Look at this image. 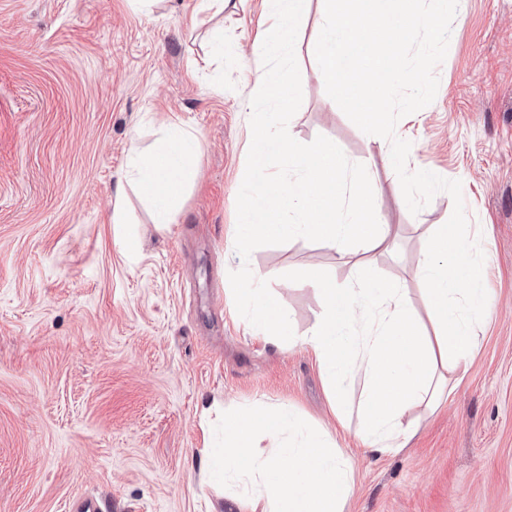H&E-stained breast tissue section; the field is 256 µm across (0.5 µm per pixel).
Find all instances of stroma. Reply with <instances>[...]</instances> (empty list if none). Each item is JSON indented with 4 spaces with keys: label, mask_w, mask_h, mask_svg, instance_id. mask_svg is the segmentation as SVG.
Here are the masks:
<instances>
[{
    "label": "stroma",
    "mask_w": 512,
    "mask_h": 512,
    "mask_svg": "<svg viewBox=\"0 0 512 512\" xmlns=\"http://www.w3.org/2000/svg\"><path fill=\"white\" fill-rule=\"evenodd\" d=\"M197 5L0 0V512H72L85 494L107 512H228L240 488L208 480L204 443L225 410L254 405L335 437L356 484L345 512H512V0H459L434 101L396 125L408 168L461 181L494 305L461 382L413 412L397 455L361 445L360 382L338 424L310 350L255 334L231 294L259 272L301 336L322 306L312 275L358 278L318 239L240 251L255 115L291 126L297 148L334 146L349 179L371 178L368 203L401 227L367 270L384 283L414 277L423 229L446 223L453 200L441 192L411 214L389 142L332 104L317 8L298 22L281 114L247 102L254 70L281 66L256 42L272 0L201 23ZM173 123L198 137L199 174L161 230L127 165ZM120 191L133 260L114 244Z\"/></svg>",
    "instance_id": "1"
}]
</instances>
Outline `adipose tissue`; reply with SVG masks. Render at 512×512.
<instances>
[{"instance_id":"obj_1","label":"adipose tissue","mask_w":512,"mask_h":512,"mask_svg":"<svg viewBox=\"0 0 512 512\" xmlns=\"http://www.w3.org/2000/svg\"><path fill=\"white\" fill-rule=\"evenodd\" d=\"M309 0H275L274 21L258 46L262 56L292 59L294 32ZM256 101L287 109L293 99L290 70L256 69L251 90ZM256 186L237 226L240 247L258 237L286 241L319 238L352 269L362 273L358 287L346 288L318 277L323 297L314 325L290 335V319L273 296L245 289L253 323L265 336L287 337L307 347L328 382L331 412L343 418L344 391L360 380L361 436L373 452H402L415 431L405 418L415 409L436 406L451 375L465 371L477 346V319L490 313L486 288L473 274L472 244L453 224L428 229L432 249L422 253L416 281L435 325L421 332L412 310L408 283L381 285L365 278L367 254L389 252L398 227L378 223L367 204L363 183L348 180L334 147L318 143L297 155L286 132H270L259 121L253 134ZM200 151L184 127L168 125L147 151L132 150L128 176L148 203L155 223H175L183 196L196 176ZM298 165L296 179L266 170L269 157ZM292 214L283 222V214ZM210 478L249 480L254 490L231 500L233 512H344L354 492L353 470L324 431L302 428L280 408H241L224 416V441L207 456Z\"/></svg>"}]
</instances>
